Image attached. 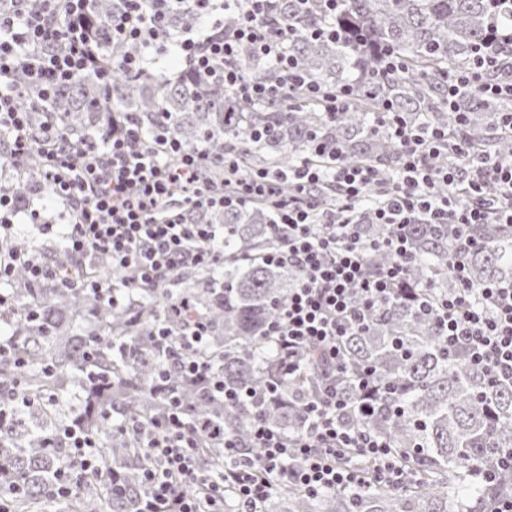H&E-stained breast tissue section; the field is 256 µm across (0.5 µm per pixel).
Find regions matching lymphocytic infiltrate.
<instances>
[{
  "instance_id": "obj_1",
  "label": "lymphocytic infiltrate",
  "mask_w": 512,
  "mask_h": 512,
  "mask_svg": "<svg viewBox=\"0 0 512 512\" xmlns=\"http://www.w3.org/2000/svg\"><path fill=\"white\" fill-rule=\"evenodd\" d=\"M121 8L107 28L113 41L138 45L137 53L122 56L133 75L148 70L152 56L178 44L189 73L221 81L226 92L243 101L285 96L298 90L321 98L329 114L347 108L353 94H335L309 81L286 51L292 31L272 28L266 21L269 0H237V22L224 26V0H120ZM94 0H0V137L7 141L5 165L22 173L28 156H41L39 178L65 209L66 249L73 264L104 262L119 274L115 280L87 278L82 290L95 300L114 305L136 303L147 289L164 287L182 267L215 262L224 242L220 224H196L187 218L194 208L231 207L274 191L267 172L235 180L212 179L213 166L230 172L233 156L213 163L205 151H183L163 142L161 149L145 143L138 116L131 112L108 119L104 126L80 136L41 115L37 103L70 83L83 71L108 78L109 65L96 55L97 28L92 20ZM173 11L194 13V35L175 36L167 26ZM495 56L475 53L466 68L448 75V109L464 121L463 97L512 100V31L496 35ZM267 58L280 66L281 83L269 86L251 79L238 60L242 53ZM500 70L495 80L488 70ZM380 128L397 145L401 168L386 204L375 211L376 223L390 225L380 248L394 256L391 265L371 267L350 215L380 175L370 166H339L325 170L303 160L288 171L293 193L281 204L275 227L283 232L284 249L273 262L297 267L302 277L270 327L268 334L289 372H296L307 350L336 360L341 337L360 330L364 311L399 287L411 261L406 224L426 217L432 224L459 229L474 224L512 227V156L489 158L467 139L450 138L435 127L420 132L384 112ZM334 184L340 203L320 207L315 192ZM26 271V285H70L67 271L48 262L45 251L9 252L0 259V310L12 307L11 287L17 267ZM459 281L440 306L439 326L450 348L462 351L498 378H512V281L472 287L461 255L448 257ZM156 339L183 376L199 381L206 395L227 402L241 401L240 391L224 386L223 376L207 360L206 326L195 321L191 330L158 328ZM342 397L328 393L308 406V428L290 437L256 422L252 442L256 455L242 461L236 444L225 438L224 473L209 480L196 454L199 446L192 425L180 410L152 419L140 446L152 465L144 472L154 506L177 512H224V491L232 489L236 512H261L260 506L277 486L292 483L310 493L353 492L368 481L404 485L407 476L388 444L360 429L340 424ZM73 460L86 473H98L103 460L94 436L79 422L63 431ZM345 448L358 449L375 464L372 479L338 464Z\"/></svg>"
}]
</instances>
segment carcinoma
I'll use <instances>...</instances> for the list:
<instances>
[{
	"instance_id": "cac0c4a2",
	"label": "carcinoma",
	"mask_w": 512,
	"mask_h": 512,
	"mask_svg": "<svg viewBox=\"0 0 512 512\" xmlns=\"http://www.w3.org/2000/svg\"><path fill=\"white\" fill-rule=\"evenodd\" d=\"M307 4L302 11L299 0H272L268 22L292 28L288 48L311 81L328 91L354 87L355 103L334 116L296 92L243 102L186 73L165 81L150 73L135 78L117 62L108 81L87 70L52 94L42 111L54 113L73 132L92 130L113 112H134L148 130L163 127L186 150L203 149L214 160L237 154L242 176L286 172L305 158L325 169L370 165L383 181L351 215L367 243L390 232L371 223V216L400 168V152L376 129L375 113L396 112L414 127L432 123L451 136L460 133L492 156L512 154V139L494 129L496 113L506 104L464 98L468 116L461 130L445 96L448 67H466L478 47L497 52L490 22L512 29V0H338L334 20L323 0ZM330 24L338 38L310 35V28ZM169 25L184 31L195 18L177 12ZM384 47L399 56L401 71H381L378 52ZM97 51L110 60L136 47L112 45L103 30ZM240 64L257 81L279 83V71L269 62L245 52ZM198 217L203 224L224 225V260L181 268L167 287L143 292L133 309L98 304L77 288H28L17 273L14 311L0 320L8 323L5 335L25 366L0 361V391L15 390L31 406L19 407L0 425V500L12 512H45L55 503L66 505L65 512H144L146 460L138 436L113 428L164 411L171 390L181 406L193 409L195 426L204 427L201 435L222 426L247 458L256 453L254 422L290 436L304 432L305 406L322 397L328 382L349 400L371 397L374 415L350 409L340 422L384 439L412 474V484L378 485L355 495H311L288 484L265 501L262 512H490L497 496L512 491V468L498 471L499 458L512 449V381L493 378L449 348L434 310L458 288L448 270L451 252L463 250L467 277L476 288L512 280V229L475 224L468 248L446 225L424 217L406 225L413 261L404 288L368 311L366 327L341 339L336 377L328 381L313 351L294 375L277 371L273 344L265 336L301 278L295 267L264 260L285 244L272 228V203L202 209ZM200 317L206 321L212 368L224 374V386L247 390L254 400L211 401L173 368L168 387H156L168 360L156 343L155 323L177 330L183 321ZM77 417L98 438L104 468L91 478L79 475L73 492L59 497L52 476L70 449L60 441L50 447L46 438ZM199 461L218 479L224 449L201 448ZM339 462L372 474L369 459L355 449L344 451Z\"/></svg>"
}]
</instances>
